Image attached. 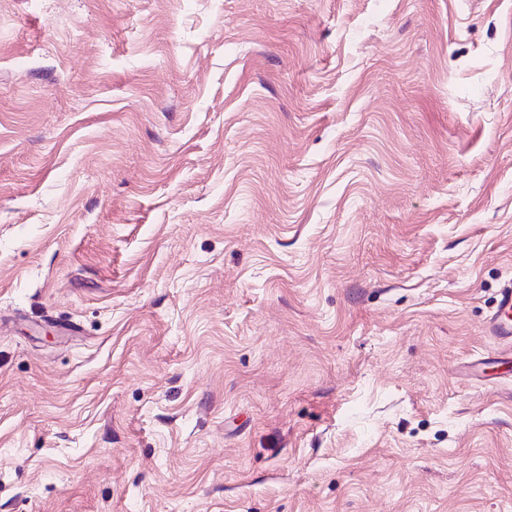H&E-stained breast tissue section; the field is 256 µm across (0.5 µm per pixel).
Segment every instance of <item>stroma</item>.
I'll list each match as a JSON object with an SVG mask.
<instances>
[{"label":"stroma","mask_w":512,"mask_h":512,"mask_svg":"<svg viewBox=\"0 0 512 512\" xmlns=\"http://www.w3.org/2000/svg\"><path fill=\"white\" fill-rule=\"evenodd\" d=\"M511 281L512 0H0V512H512ZM488 333L512 345V283L502 288L497 308L487 323Z\"/></svg>","instance_id":"obj_1"}]
</instances>
